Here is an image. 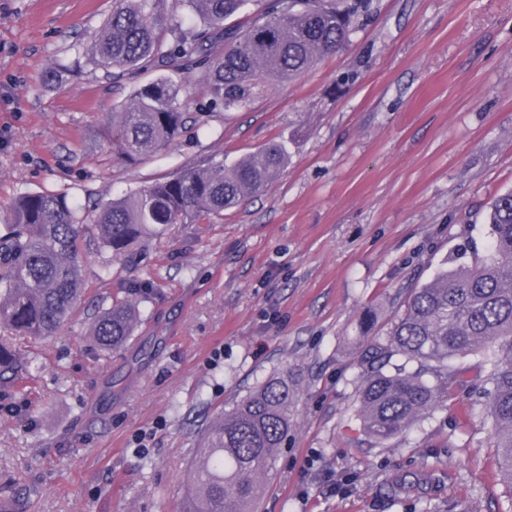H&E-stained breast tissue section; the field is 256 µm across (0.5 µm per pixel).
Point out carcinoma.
<instances>
[{"label": "carcinoma", "instance_id": "cac0c4a2", "mask_svg": "<svg viewBox=\"0 0 512 512\" xmlns=\"http://www.w3.org/2000/svg\"><path fill=\"white\" fill-rule=\"evenodd\" d=\"M112 0V10L85 45L86 61L114 83L159 70L112 112V153L136 163L172 144L186 129L188 93L204 84L210 107L235 112L265 88L292 81L342 49L372 0ZM244 14L248 21L238 22ZM288 163L271 143L230 164L206 157L149 186L93 209L66 191L19 196L11 222L0 225V326L17 336L53 335L81 300L83 227L120 259L139 239L171 224H198L264 192ZM486 223L487 255L462 261L411 289L384 343L362 361L358 390L363 433L377 444L406 431L437 408L443 388L458 383L448 360L490 349L487 383L493 437L503 479L512 488V191L496 196ZM138 312L112 297L91 325L103 351H119L133 336ZM35 368L9 338H0V380ZM295 392L271 376L206 428L177 512H254L276 454L288 435Z\"/></svg>", "mask_w": 512, "mask_h": 512}]
</instances>
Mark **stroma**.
<instances>
[{
    "label": "stroma",
    "instance_id": "obj_1",
    "mask_svg": "<svg viewBox=\"0 0 512 512\" xmlns=\"http://www.w3.org/2000/svg\"><path fill=\"white\" fill-rule=\"evenodd\" d=\"M112 0H0V224L12 200L66 191L102 205L206 156L284 142L260 196L176 224L110 261L93 248L57 334L26 339L32 380L0 382V512H176L206 426L272 375L295 392L258 512H512L483 394L485 355L433 415L381 445L358 417L361 360L409 288L512 190V0H373L346 47L239 112L190 91L186 133L136 165L112 156V84L79 62ZM66 64L58 82L46 80ZM142 285L119 351L89 336L98 302Z\"/></svg>",
    "mask_w": 512,
    "mask_h": 512
}]
</instances>
